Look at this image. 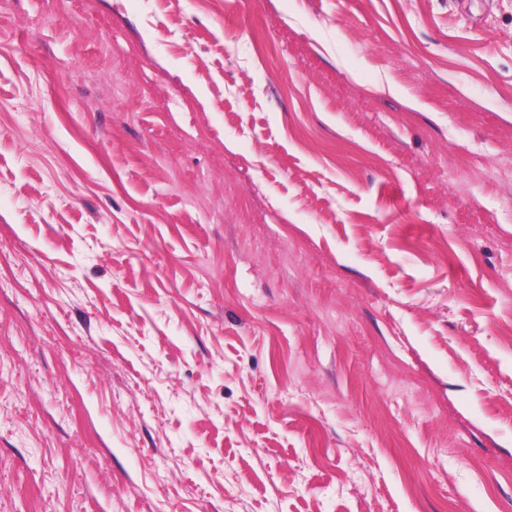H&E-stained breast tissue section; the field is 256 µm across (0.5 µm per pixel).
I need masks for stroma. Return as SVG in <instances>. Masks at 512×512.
I'll list each match as a JSON object with an SVG mask.
<instances>
[{
  "instance_id": "stroma-1",
  "label": "stroma",
  "mask_w": 512,
  "mask_h": 512,
  "mask_svg": "<svg viewBox=\"0 0 512 512\" xmlns=\"http://www.w3.org/2000/svg\"><path fill=\"white\" fill-rule=\"evenodd\" d=\"M512 505V0H0V512Z\"/></svg>"
}]
</instances>
